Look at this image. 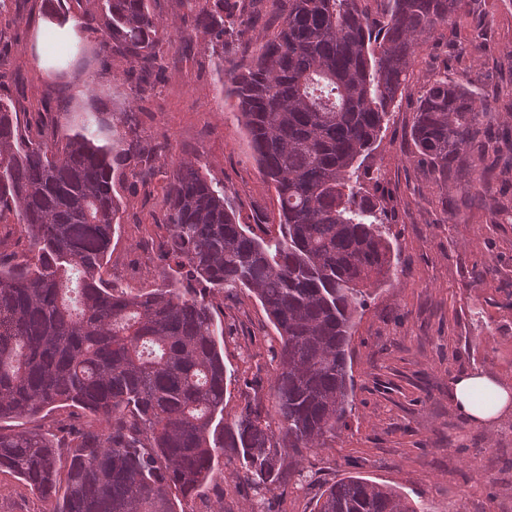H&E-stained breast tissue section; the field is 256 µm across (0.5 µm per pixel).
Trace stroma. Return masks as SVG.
<instances>
[{"label": "stroma", "mask_w": 512, "mask_h": 512, "mask_svg": "<svg viewBox=\"0 0 512 512\" xmlns=\"http://www.w3.org/2000/svg\"><path fill=\"white\" fill-rule=\"evenodd\" d=\"M174 37L159 45L160 78L139 92L129 56L102 48L87 69L46 78L32 61L33 29L44 0H16L0 12V96L16 100L30 120L51 121V107L73 112L98 105L121 112L143 108L145 144L162 146L151 182L128 176L116 185L120 226L107 265L124 288H151L166 269L163 198L173 162L188 159L223 183L242 222L262 231L278 220L275 191L262 178L245 129L237 120L230 81L211 56L208 38L192 33L183 0H150ZM494 56L512 61V0H485ZM450 27H436L421 44L413 79L390 115L370 164L393 246L389 276L370 288L349 345L355 405L345 426L323 448L308 453L302 485L285 483L270 512H312L324 484L361 476L391 487L430 512H506L512 505V414L477 425L460 413L450 382L477 372L512 386V221L487 223L483 207L464 219L447 202L473 187L462 173L440 188L413 156L410 130L422 86L447 63ZM216 318L234 331L224 343L227 386L224 417L232 419L244 379L273 409L270 347L276 330L255 298L244 292L216 300ZM224 491L206 492L223 512H248L251 490L240 485L232 458L224 460ZM43 502L17 477L0 472V512H42Z\"/></svg>", "instance_id": "35a3bbf8"}]
</instances>
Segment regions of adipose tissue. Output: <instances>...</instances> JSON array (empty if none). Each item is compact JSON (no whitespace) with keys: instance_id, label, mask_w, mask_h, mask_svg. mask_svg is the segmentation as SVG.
Wrapping results in <instances>:
<instances>
[{"instance_id":"ef3b65f1","label":"adipose tissue","mask_w":512,"mask_h":512,"mask_svg":"<svg viewBox=\"0 0 512 512\" xmlns=\"http://www.w3.org/2000/svg\"><path fill=\"white\" fill-rule=\"evenodd\" d=\"M74 37L72 25L60 26L39 20L35 63L48 69L53 57L62 55ZM452 398L458 410L472 423L485 424L497 420L512 409V388L478 373L463 375L451 384Z\"/></svg>"}]
</instances>
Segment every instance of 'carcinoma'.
<instances>
[{
    "mask_svg": "<svg viewBox=\"0 0 512 512\" xmlns=\"http://www.w3.org/2000/svg\"><path fill=\"white\" fill-rule=\"evenodd\" d=\"M230 78L238 120L278 201V231L240 223L224 185L191 162L176 165L165 195L169 273L128 291L104 278L120 201L116 180L155 175L131 112L58 109L34 135L0 97V215L28 241L0 252V472L19 477L44 512H175L172 491L194 500L222 476L224 449L253 488L249 512H268L285 482V457L302 459L336 436L353 409L348 346L367 287L391 268L384 213L366 160L389 109L413 74L419 40L462 20L481 0H388L375 22L360 0H277L281 23L239 48L252 22L247 0H185ZM151 72L167 31L148 0H104L77 29ZM491 103L438 74L411 126L436 183L461 167L512 173V132L492 131ZM491 223L512 212L489 188ZM246 289L278 336L272 350L277 427L249 392L224 424L227 370L213 299ZM71 408L63 435L15 431L6 420ZM313 512H427L396 490L348 476L325 485Z\"/></svg>",
    "mask_w": 512,
    "mask_h": 512,
    "instance_id": "obj_1",
    "label": "carcinoma"
}]
</instances>
